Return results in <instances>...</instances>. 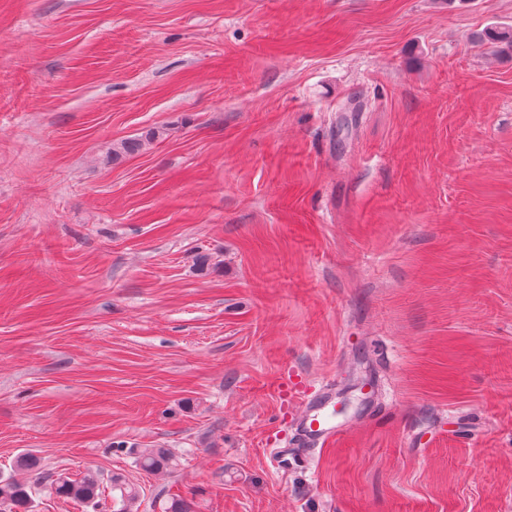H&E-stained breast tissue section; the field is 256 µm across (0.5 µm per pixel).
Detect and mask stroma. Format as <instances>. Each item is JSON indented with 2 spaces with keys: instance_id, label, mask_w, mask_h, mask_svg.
<instances>
[{
  "instance_id": "35a3bbf8",
  "label": "stroma",
  "mask_w": 512,
  "mask_h": 512,
  "mask_svg": "<svg viewBox=\"0 0 512 512\" xmlns=\"http://www.w3.org/2000/svg\"><path fill=\"white\" fill-rule=\"evenodd\" d=\"M494 25L512 0H0V475L39 458L33 512H112L55 494L90 468L132 512H512ZM326 387L318 400L308 403L306 415L300 424L302 440L309 446L318 445L320 442L324 444L333 441L335 437L343 432L342 428L333 425L330 420L325 418L324 412L329 406L331 389L328 388V384ZM135 462L144 471H155L172 465V455L165 448L133 449Z\"/></svg>"
}]
</instances>
